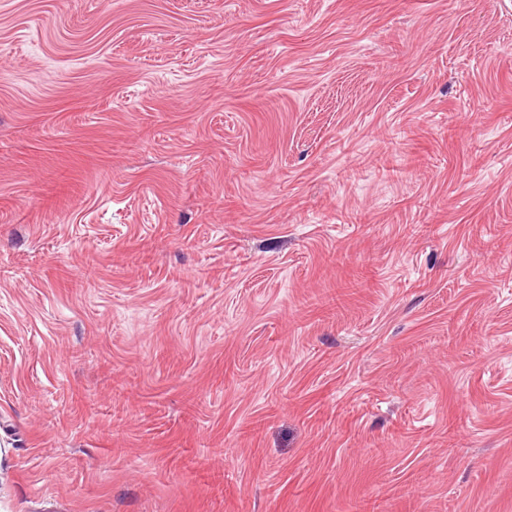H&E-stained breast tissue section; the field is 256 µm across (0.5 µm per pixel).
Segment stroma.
Segmentation results:
<instances>
[{"label":"stroma","mask_w":512,"mask_h":512,"mask_svg":"<svg viewBox=\"0 0 512 512\" xmlns=\"http://www.w3.org/2000/svg\"><path fill=\"white\" fill-rule=\"evenodd\" d=\"M0 512H512V0H0Z\"/></svg>","instance_id":"1"}]
</instances>
